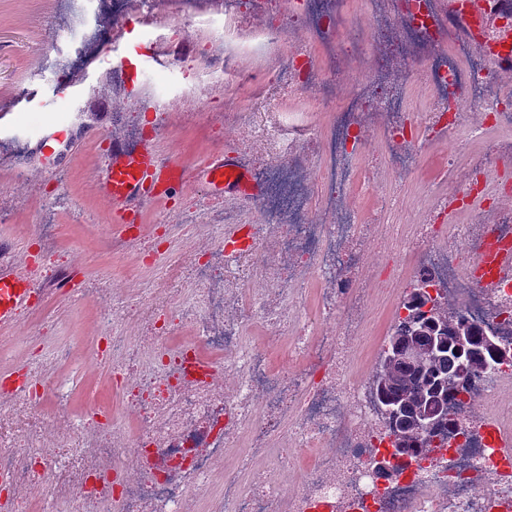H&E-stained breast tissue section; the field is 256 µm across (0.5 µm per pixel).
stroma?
I'll return each instance as SVG.
<instances>
[{
  "mask_svg": "<svg viewBox=\"0 0 512 512\" xmlns=\"http://www.w3.org/2000/svg\"><path fill=\"white\" fill-rule=\"evenodd\" d=\"M205 7L216 19L230 26L249 28L271 23L279 27L280 40L271 48L241 58L257 77L261 90L245 87L254 111L305 112L312 101L290 96L284 82L267 80V73L284 65L293 49L292 35L298 25L288 7L274 15L261 8L239 16H225L224 0H206ZM128 18L117 16L105 40H97V24L87 14L84 0H0V244H24L22 227L37 224L46 213L60 212L62 222L54 246L61 252L73 288L63 291L55 282L45 285V301L40 309L52 330L46 342L0 331V350L10 357L28 361L45 358L54 350L71 346L66 362L52 368L67 386L62 403H48L44 415L60 409L78 410L93 397L117 401L110 368L88 364L75 340L90 341L95 334L97 306L89 296L92 288H121L125 282L114 276L110 245L90 234L92 226L112 221L110 205L94 190V182L112 153L113 136L129 145L158 142L164 157L194 169L217 153L231 152L249 168L261 165L256 146L242 129L243 118L234 100L214 89L206 102L176 100L182 87L192 84L197 72L208 68L213 54L223 53V45H210L207 32L179 31L166 13L153 20L155 32L167 33L177 48V67H153L142 76L141 98L145 109L133 113L129 93L120 92L121 74L107 57L108 48L125 50L132 36ZM81 54L84 65L73 62ZM67 130L70 141L54 162H46L39 152L41 137ZM446 148L419 147V164L413 175V193L425 204L429 188L441 172ZM199 181H188L167 197L149 206L142 223L154 226L161 254L142 270L144 281L173 279L170 259L182 252L186 234L177 213L188 208L196 223L209 221L211 211L222 208Z\"/></svg>",
  "mask_w": 512,
  "mask_h": 512,
  "instance_id": "stroma-1",
  "label": "stroma"
}]
</instances>
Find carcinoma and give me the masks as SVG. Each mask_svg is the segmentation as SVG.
<instances>
[{
    "mask_svg": "<svg viewBox=\"0 0 512 512\" xmlns=\"http://www.w3.org/2000/svg\"><path fill=\"white\" fill-rule=\"evenodd\" d=\"M407 315L389 338L376 373L386 408H398L391 428L404 451L422 452L425 441L415 435L420 416L434 414L432 424L448 421V396L455 393L460 376L448 350L460 341L468 345V360L483 368L494 360L495 346L489 336L463 318L448 319V310L429 293L418 305H406Z\"/></svg>",
    "mask_w": 512,
    "mask_h": 512,
    "instance_id": "1",
    "label": "carcinoma"
}]
</instances>
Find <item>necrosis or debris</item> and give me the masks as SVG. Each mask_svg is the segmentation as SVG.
Listing matches in <instances>:
<instances>
[{
	"mask_svg": "<svg viewBox=\"0 0 512 512\" xmlns=\"http://www.w3.org/2000/svg\"><path fill=\"white\" fill-rule=\"evenodd\" d=\"M292 4L314 45L294 48L283 75L334 122L289 112L270 130L288 163L258 167L263 197L202 225L190 300L100 309L97 354L123 418L90 410L70 426L73 451L50 421L0 433V512H39L51 473L73 512H512V368L470 381L435 451L393 463L379 354L361 346L366 260L396 252V319L426 278L451 318L512 352V269L476 263L512 246V87L489 52L512 0L465 32L445 0H361L359 18L347 0ZM340 59L358 67L347 94ZM440 139L448 184L404 223L414 149ZM61 387L14 365L0 425L38 416Z\"/></svg>",
	"mask_w": 512,
	"mask_h": 512,
	"instance_id": "necrosis-or-debris-1",
	"label": "necrosis or debris"
}]
</instances>
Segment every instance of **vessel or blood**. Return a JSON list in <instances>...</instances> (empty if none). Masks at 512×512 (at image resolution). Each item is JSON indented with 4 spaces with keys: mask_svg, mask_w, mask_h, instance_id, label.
<instances>
[{
    "mask_svg": "<svg viewBox=\"0 0 512 512\" xmlns=\"http://www.w3.org/2000/svg\"><path fill=\"white\" fill-rule=\"evenodd\" d=\"M156 56L139 44H131L117 61L128 79H136L143 66ZM197 179L225 197L252 200L259 186L251 172L235 155L219 154L197 172H189L172 160L163 159L154 144L129 146L124 139L112 141V156L96 180L97 193L113 208L118 224L139 220L143 208L154 201L157 191L168 192L190 179ZM31 270L0 265V327L15 326L20 313L31 303L36 290Z\"/></svg>",
    "mask_w": 512,
    "mask_h": 512,
    "instance_id": "b4317fda",
    "label": "vessel or blood"
}]
</instances>
